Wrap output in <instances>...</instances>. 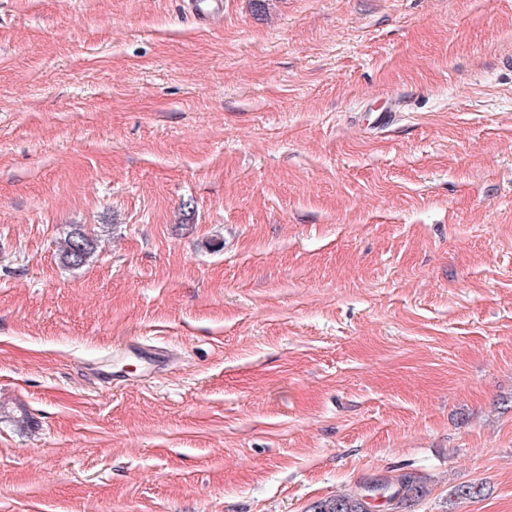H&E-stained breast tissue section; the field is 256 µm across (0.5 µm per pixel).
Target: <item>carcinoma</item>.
<instances>
[{"label":"carcinoma","mask_w":512,"mask_h":512,"mask_svg":"<svg viewBox=\"0 0 512 512\" xmlns=\"http://www.w3.org/2000/svg\"><path fill=\"white\" fill-rule=\"evenodd\" d=\"M96 248V240L76 226L67 233L60 246L61 262L66 267L79 269L90 261ZM382 482L389 491L383 506L367 502L362 490L316 501L308 512H415V506L427 494L425 477L414 472L390 475Z\"/></svg>","instance_id":"cac0c4a2"}]
</instances>
